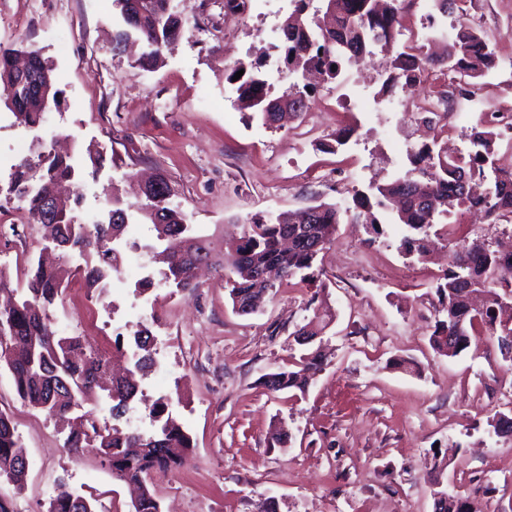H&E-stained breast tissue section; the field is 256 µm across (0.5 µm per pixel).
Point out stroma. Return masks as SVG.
Listing matches in <instances>:
<instances>
[{"instance_id": "obj_1", "label": "stroma", "mask_w": 512, "mask_h": 512, "mask_svg": "<svg viewBox=\"0 0 512 512\" xmlns=\"http://www.w3.org/2000/svg\"><path fill=\"white\" fill-rule=\"evenodd\" d=\"M190 3L177 40L148 71L133 54H113L112 0H0V47L40 51L63 92L43 138L63 152L91 145L107 156L95 178L66 185L82 199V220L104 213L108 195L132 200L137 176L160 173L195 234L219 251L253 214L333 203L390 179L427 139L404 110L434 101L441 82L422 76L379 103L390 67L380 52L342 66L334 80H315L301 115L266 127L238 110L225 73L258 59L276 91L289 86L277 42L292 0H248L232 19L224 0ZM342 127L355 136L325 151ZM16 217L15 203L0 207V253H11L6 269L18 280L43 241L37 224L25 240L14 237ZM405 233L385 215L376 227L343 223L319 255L333 320L321 336L326 364L304 393L268 391L263 378L299 356L292 333L312 316L316 285L281 287L249 316L234 311L210 272L195 294L159 286L144 298L134 292L144 272L128 249L104 292H64L61 333L113 345L107 304L124 339L142 323L153 333L163 368L140 388L168 398L193 443L182 469L154 476L163 512H434L439 487L467 497L474 512H512V442L488 424L512 403V360L485 336L455 357L432 350L435 285L452 244L434 239L419 262L398 249ZM397 359L409 369L394 367ZM0 410L12 416L29 462L21 491L0 488L13 512H47L63 490L96 496L102 512H130L128 486L93 454L65 448V433L21 403L3 368Z\"/></svg>"}]
</instances>
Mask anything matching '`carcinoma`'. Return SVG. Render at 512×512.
Instances as JSON below:
<instances>
[{
  "label": "carcinoma",
  "instance_id": "carcinoma-1",
  "mask_svg": "<svg viewBox=\"0 0 512 512\" xmlns=\"http://www.w3.org/2000/svg\"><path fill=\"white\" fill-rule=\"evenodd\" d=\"M175 0H113L118 10L117 28L112 36V52L117 54L127 43L140 40L144 53L136 65L153 70L161 58L162 47L180 33L186 10L177 9ZM294 9L281 26L284 41L283 63L292 72L315 69L334 79L343 63L359 61L374 46L390 53L395 42V23L401 0H322L320 12L308 17L311 0H292ZM448 58L462 76L477 79L498 66V58L486 36L466 23H459L448 37ZM15 49L0 48V83L12 95L13 112L20 124L32 128L45 121V112L35 98L40 85L57 97L51 69L37 50L27 51L30 66L20 73L13 69ZM432 66L421 48L413 44L392 56L385 85L402 81L416 82ZM236 80L238 108L261 116L272 127L282 110L299 107L304 111L307 89L292 84L279 96L272 95L261 66L237 61L227 79L238 71ZM496 135L480 128L469 135L471 150L456 157L438 147L437 139L424 142L408 155L410 168L393 180L372 186L369 192L357 191L350 202L308 205L278 215H254L243 224L242 235L224 243L216 255L207 238L194 234L181 204L169 194L165 176L139 187L141 201L127 207L112 200L110 213H120V223L99 221L94 227L82 223L76 215L79 198L69 200L51 225L50 238L60 257L74 247L94 243L93 259L76 271L87 286L103 289L109 272H119L123 234L133 214L153 225L156 241L164 249L155 257L164 264L160 283L175 295L198 288L194 262L205 256L210 265L222 271L233 308L240 315L256 313L255 307L275 294L276 289L306 283L314 279L309 272L314 254L334 240L338 224H377L374 209H391L393 219L408 228L399 248L405 254L420 257L427 252L428 229L449 226L448 217L457 207L481 205L487 215L499 219L512 215V171L486 167L493 154ZM106 161L99 149L86 148L83 162L37 150L21 159L13 168L8 184L13 194L40 220L47 195L63 181L94 176ZM38 178L32 179L31 170ZM291 247L284 248L283 240ZM69 279L63 265L47 266L28 260L25 287H11L8 273L0 268V294L11 295L10 306H0V368L12 375L19 399L29 407L67 424L65 447L74 454L89 450L112 477L134 483L139 494L132 512H161L153 483L158 471H176L187 463L192 440L183 426L165 416L167 403L159 399L149 408L154 429L142 431L124 428L120 420L131 409L139 384L128 379L109 377L105 356L80 335L61 336L54 327L52 307L65 290ZM438 317L429 337L438 353L456 356L469 348L475 324L486 335L504 344L512 336V316L502 317L504 304L512 302V255H504L490 245L464 238L455 240L448 270L437 280ZM331 322L329 311L317 307L313 317L293 333L303 353L291 369L267 375L264 386L271 392L297 389L305 392L309 381L323 365V354L313 348L310 339L323 334ZM134 367L138 371L153 363V337L146 327L133 336ZM111 401L109 417L100 421L85 416H71L72 408L101 397ZM26 451L10 415L0 411V484L16 490L24 486ZM47 512H97L95 498L82 494H62L52 499ZM435 512H469L467 502L458 495H448L436 502Z\"/></svg>",
  "mask_w": 512,
  "mask_h": 512
}]
</instances>
